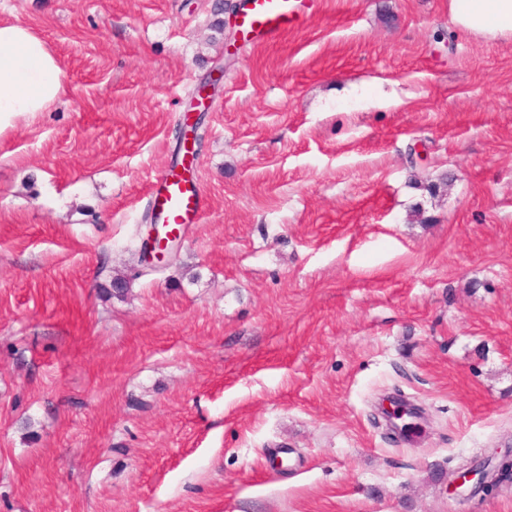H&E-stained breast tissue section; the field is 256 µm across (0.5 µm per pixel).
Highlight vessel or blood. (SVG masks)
Instances as JSON below:
<instances>
[{
    "label": "vessel or blood",
    "mask_w": 512,
    "mask_h": 512,
    "mask_svg": "<svg viewBox=\"0 0 512 512\" xmlns=\"http://www.w3.org/2000/svg\"><path fill=\"white\" fill-rule=\"evenodd\" d=\"M304 10L305 0H246L240 19L243 37L256 46L274 44L302 26ZM150 197L162 242L199 220L206 209L193 180L178 168L169 169L153 184Z\"/></svg>",
    "instance_id": "vessel-or-blood-1"
}]
</instances>
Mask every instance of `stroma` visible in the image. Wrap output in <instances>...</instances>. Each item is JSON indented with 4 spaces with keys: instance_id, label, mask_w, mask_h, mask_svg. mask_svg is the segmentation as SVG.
Masks as SVG:
<instances>
[{
    "instance_id": "obj_1",
    "label": "stroma",
    "mask_w": 512,
    "mask_h": 512,
    "mask_svg": "<svg viewBox=\"0 0 512 512\" xmlns=\"http://www.w3.org/2000/svg\"><path fill=\"white\" fill-rule=\"evenodd\" d=\"M228 18L0 0L67 88L0 135V512H512V482L448 490L512 452V40L448 0H317L262 47ZM211 79L208 208L149 273L146 193ZM493 482V480H487V475L483 471L470 467L458 471L450 485L453 486V490L465 488L470 492L471 488L476 485L483 488L484 491H489L495 487V485H492Z\"/></svg>"
}]
</instances>
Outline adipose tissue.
Returning <instances> with one entry per match:
<instances>
[{"label": "adipose tissue", "mask_w": 512, "mask_h": 512, "mask_svg": "<svg viewBox=\"0 0 512 512\" xmlns=\"http://www.w3.org/2000/svg\"><path fill=\"white\" fill-rule=\"evenodd\" d=\"M456 28L488 40L512 38V0H449ZM66 88L63 70L41 36L0 22V132L49 111Z\"/></svg>", "instance_id": "1"}]
</instances>
